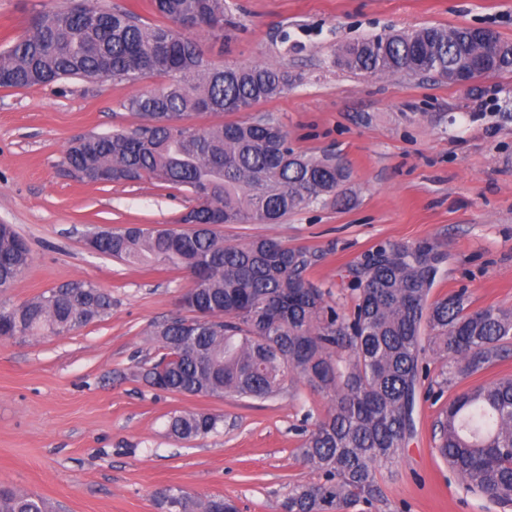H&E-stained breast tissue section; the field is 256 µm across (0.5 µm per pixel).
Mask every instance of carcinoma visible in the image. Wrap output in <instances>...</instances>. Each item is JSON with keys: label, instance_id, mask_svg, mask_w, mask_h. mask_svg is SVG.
Returning a JSON list of instances; mask_svg holds the SVG:
<instances>
[{"label": "carcinoma", "instance_id": "cac0c4a2", "mask_svg": "<svg viewBox=\"0 0 512 512\" xmlns=\"http://www.w3.org/2000/svg\"><path fill=\"white\" fill-rule=\"evenodd\" d=\"M153 11L224 39L226 0H152ZM468 27H423L378 35L341 49L337 63L370 74L401 72L443 79L480 54ZM512 71V43L486 74ZM163 76L160 88L126 100L144 123L91 135L65 151L64 164L112 183L156 180L184 187L196 205L184 221L206 228L112 229L101 253L131 265L184 269L194 277L184 306L153 331L159 357L142 377L151 387L187 396L268 399L299 378L329 399L302 454L321 474L297 484L286 512H344L382 497L375 469L390 465L416 434L423 388L438 393L512 357V313L469 308L466 291L431 298L446 260L430 241L382 242L347 269L354 305H331L308 277L319 255L272 239L231 244L220 224H266L290 213L337 202L350 171L330 156L295 151L274 120L229 121L204 128L193 114L243 112L300 81L272 64L212 63L201 44L167 25L149 24L132 9H104L89 0L38 14L29 33L0 52V87L32 88L62 79L134 82ZM32 262L25 239L0 224V291ZM112 298L100 285L74 280L10 308H0V339L62 335L107 317ZM440 360L431 374L428 353ZM221 417L180 412L170 417L179 440L217 431ZM437 452L466 491L512 503V377L457 394L435 425ZM168 512H237L220 497L194 500L183 490L158 491ZM0 512H49L41 496L0 487Z\"/></svg>", "mask_w": 512, "mask_h": 512}]
</instances>
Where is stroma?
Instances as JSON below:
<instances>
[{
	"mask_svg": "<svg viewBox=\"0 0 512 512\" xmlns=\"http://www.w3.org/2000/svg\"><path fill=\"white\" fill-rule=\"evenodd\" d=\"M219 65L274 63L301 77L249 118L269 116L295 151L332 155L350 168L346 202L289 214L274 224H225V240L266 237L322 258L311 277L347 309L344 277L373 246L429 240L448 255L433 290L467 289L470 307L512 311V72L467 86L419 75L353 73L345 45L426 26L484 27L512 42V0H228ZM68 0H0V50L32 18ZM77 78L0 88V224L26 239L32 263L0 305L21 304L83 279L112 297L100 322L62 336L0 340V484L45 498L52 512H167L160 489L222 496L239 512H282L290 487L317 481L302 458L305 414L328 399L302 380L278 396L185 397L145 385L158 354L155 324L181 315L184 271H148L88 250L97 226L179 224L192 194L155 181L93 184L70 177L67 147L89 134L140 125L125 100L160 86ZM443 404L421 400L417 434L398 462L376 471L383 497L348 512H512L467 493L433 450ZM220 415L215 434L169 435L171 413Z\"/></svg>",
	"mask_w": 512,
	"mask_h": 512,
	"instance_id": "35a3bbf8",
	"label": "stroma"
}]
</instances>
